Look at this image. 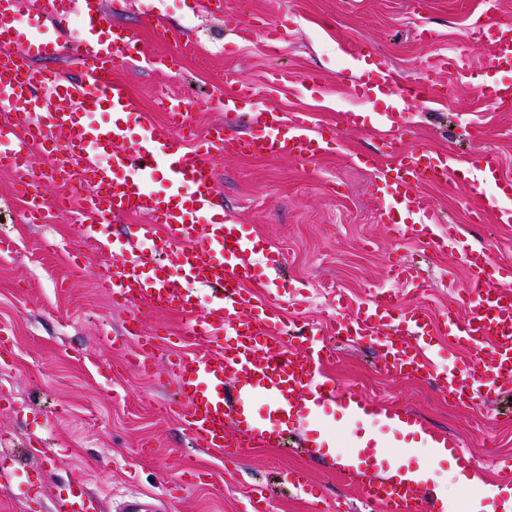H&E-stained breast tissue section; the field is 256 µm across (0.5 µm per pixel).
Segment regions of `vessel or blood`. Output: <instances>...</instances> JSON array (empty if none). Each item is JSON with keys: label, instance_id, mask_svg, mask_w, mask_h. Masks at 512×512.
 <instances>
[{"label": "vessel or blood", "instance_id": "vessel-or-blood-1", "mask_svg": "<svg viewBox=\"0 0 512 512\" xmlns=\"http://www.w3.org/2000/svg\"><path fill=\"white\" fill-rule=\"evenodd\" d=\"M76 42L83 50L79 81L31 67L34 59H57L63 48L38 25L21 29L18 0H0V168L28 183L54 180V172L35 170L34 148L51 158L79 167L92 186L80 213L79 239L93 243L109 258L99 281L114 305L151 309L174 308L186 317L191 348L171 364L178 396V416L196 445L228 458L255 448L284 446V422L311 421L313 438L306 449L312 457H333L340 477L355 487L368 512H449L448 498L432 484L431 470L444 462L468 468L470 457L457 437L435 431L403 401L378 403L357 392H338L324 374L334 350L315 332L300 336L297 351L281 355L270 292L256 290L259 245L241 224L217 212L214 204V161L235 153L313 162L335 152L341 133L325 136L307 114H287L279 104L256 107L255 88L240 81L224 93V109L250 113L257 134L236 137L222 128L187 137L190 112L185 99L167 98V131L142 126L139 107L116 72L139 56L136 34L112 25L105 0H81ZM469 40L487 48L486 67L472 70L477 83H490V99L512 104V82H488L492 72H512V16L500 0H483L468 29ZM357 42L359 76L345 81L361 99L387 94L407 102L445 107L446 94L437 87L439 71L454 69L442 57L425 69L421 79L408 81L381 58L367 54ZM406 124L387 113L373 129L375 152H358L356 163L376 169L386 188L378 214L381 223L401 231V215L412 216L411 232L425 250L440 253L454 247L470 276L467 301L471 311H449L432 320L411 311L396 314L398 300L372 292L352 317L336 319V333L376 345L385 373L435 378L449 400L482 409L486 396L512 392V266L475 255L456 229L440 231V216L421 194L432 182L454 188L479 171L496 184L503 197L512 196V177L502 171L497 153L479 150L462 157L423 145L404 147ZM163 168L168 188L148 186L145 172ZM131 214L145 216L133 241L116 246L102 235L101 225ZM175 254L178 271L157 274L156 258ZM217 287L218 295L201 306L199 288ZM444 335L454 347L473 356L455 372L438 371L420 343L421 337ZM492 347L483 357V344ZM265 399L267 415L254 411ZM335 409L355 426L352 445L338 447L320 411ZM423 442L425 460L411 449L385 452V435ZM94 497L74 501L57 497L51 512H98Z\"/></svg>", "mask_w": 512, "mask_h": 512}]
</instances>
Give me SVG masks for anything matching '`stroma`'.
Segmentation results:
<instances>
[{"label":"stroma","instance_id":"stroma-1","mask_svg":"<svg viewBox=\"0 0 512 512\" xmlns=\"http://www.w3.org/2000/svg\"><path fill=\"white\" fill-rule=\"evenodd\" d=\"M112 19L135 32L144 55L121 76L145 124L165 131L160 98L191 101L197 133L231 124L251 134L248 116L229 120L223 99L236 80L251 82L258 106L280 104L290 113H309L322 127L353 111L358 123L343 132L344 146L315 162L226 155L214 162L216 201L228 218L258 240L261 283L288 281L293 297L277 299L283 324L276 340L281 351L297 347L301 328L314 327L333 345L327 374L338 390H353L377 401L399 399L428 425L460 438L472 457L476 487L456 486L451 463L434 480L449 499L475 498L479 487L507 476L512 463V400L486 402L481 413L449 403L434 381L382 373L368 343L337 342L331 318L351 313L369 290L399 295L403 311L421 308L431 318L466 295L468 277L456 252H424L408 235L387 232L378 221L384 195L376 171L356 165V152L374 151L371 130L391 108L392 99L362 100L339 80L356 70V41L369 40L399 74L410 77L436 58L461 52L469 67L488 63L486 50L466 39L469 15L478 0H224L223 14L211 16L205 0H111ZM430 41L415 37L418 25ZM166 39H158L157 28ZM281 34L268 47L266 32ZM171 55L175 64L160 71L151 58ZM292 81L280 91L270 73ZM318 84H309L307 75ZM407 141L464 155L486 146L512 174V112L488 108L478 85L454 74L448 105L406 106ZM485 128L482 143L465 132L470 122ZM9 172L0 170V456L13 476L0 480V512H49L52 500L79 490L98 498L102 512H118L131 495L160 512H245L249 496L265 486L270 512H352L357 489L345 485L331 465L317 463L296 448H256L228 460L197 447L175 413L170 361L182 345L186 319L175 309H143L142 334L158 348L137 365L138 338L124 333L132 312L114 307L96 286L108 263L91 244L78 251L63 245L78 236L79 203L51 211L46 222L25 218L26 204ZM460 238L494 258L512 261V226L475 218L479 197L496 193L493 183L479 190L439 184L422 188ZM277 263H268V255ZM401 260L419 268L428 282L417 293L388 275ZM304 471L323 498L312 505L284 482L286 473Z\"/></svg>","mask_w":512,"mask_h":512}]
</instances>
